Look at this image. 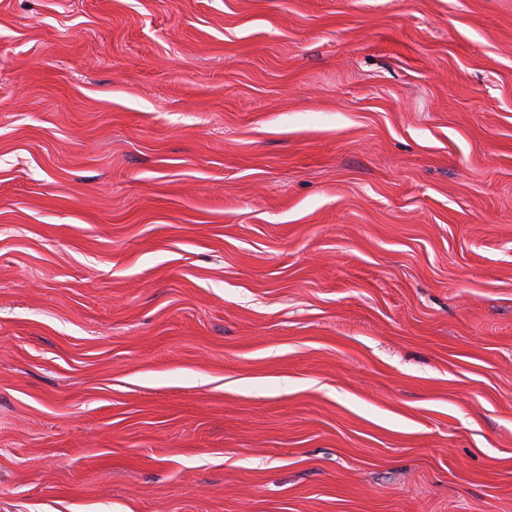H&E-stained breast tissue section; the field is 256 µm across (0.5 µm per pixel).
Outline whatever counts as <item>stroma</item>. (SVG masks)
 <instances>
[{
    "mask_svg": "<svg viewBox=\"0 0 512 512\" xmlns=\"http://www.w3.org/2000/svg\"><path fill=\"white\" fill-rule=\"evenodd\" d=\"M0 512H512V0H0Z\"/></svg>",
    "mask_w": 512,
    "mask_h": 512,
    "instance_id": "obj_1",
    "label": "stroma"
}]
</instances>
